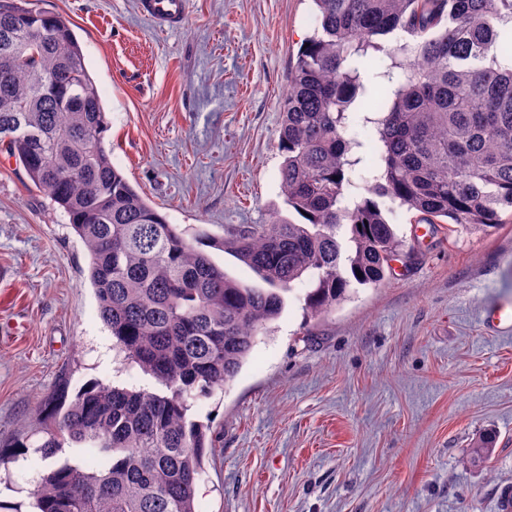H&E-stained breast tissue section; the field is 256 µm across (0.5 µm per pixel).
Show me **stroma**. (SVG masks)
Wrapping results in <instances>:
<instances>
[{"label": "stroma", "instance_id": "1", "mask_svg": "<svg viewBox=\"0 0 512 512\" xmlns=\"http://www.w3.org/2000/svg\"><path fill=\"white\" fill-rule=\"evenodd\" d=\"M68 18L97 87L113 164L168 222L225 229L288 216L280 101L314 27L310 0H188L157 29L138 0H30ZM501 225L417 228L392 273L325 315L295 283L251 357L190 417L219 431L199 512H496L512 484V212ZM89 254L48 193L0 151V502L39 472L11 453L42 410L90 383L151 386L99 316ZM488 442L486 463L469 454ZM484 324L500 333H512V305H494L486 309Z\"/></svg>", "mask_w": 512, "mask_h": 512}]
</instances>
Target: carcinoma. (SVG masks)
<instances>
[{
	"instance_id": "1",
	"label": "carcinoma",
	"mask_w": 512,
	"mask_h": 512,
	"mask_svg": "<svg viewBox=\"0 0 512 512\" xmlns=\"http://www.w3.org/2000/svg\"><path fill=\"white\" fill-rule=\"evenodd\" d=\"M281 101L282 193L303 219L214 237L168 223L112 164L106 113L70 21L0 0V148L48 192L89 251L90 280L115 349L164 388L82 387L45 417L37 448L72 461L30 492L40 512H198L212 425L187 412L237 375L293 283L308 315L357 285L379 286L401 241L383 200L429 224L489 228L512 210V0H312ZM406 34L377 77L363 60ZM372 157L349 135L358 105ZM233 254L267 284L229 276L205 248ZM362 276H357V273Z\"/></svg>"
}]
</instances>
